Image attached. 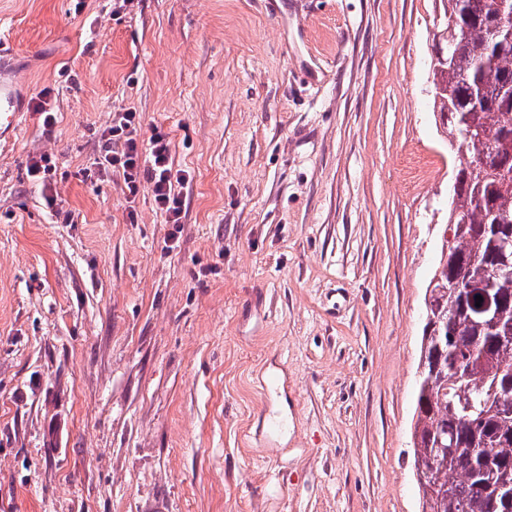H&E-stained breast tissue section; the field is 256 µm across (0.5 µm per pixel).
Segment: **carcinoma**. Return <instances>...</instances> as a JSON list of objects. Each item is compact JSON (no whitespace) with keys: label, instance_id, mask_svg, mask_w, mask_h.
Here are the masks:
<instances>
[{"label":"carcinoma","instance_id":"carcinoma-1","mask_svg":"<svg viewBox=\"0 0 512 512\" xmlns=\"http://www.w3.org/2000/svg\"><path fill=\"white\" fill-rule=\"evenodd\" d=\"M454 33L450 62L433 68V112L458 135L469 158L455 174L448 207L452 244L441 252L426 291L425 372L417 387L414 461L422 512H512V496L490 476L512 480V276L496 280L491 299L511 316L489 325L478 315L479 289L451 291L472 260L493 270L512 255V38H489L497 0H440ZM469 374L466 389L455 368Z\"/></svg>","mask_w":512,"mask_h":512}]
</instances>
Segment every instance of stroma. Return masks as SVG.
I'll list each match as a JSON object with an SVG mask.
<instances>
[{
	"instance_id": "obj_1",
	"label": "stroma",
	"mask_w": 512,
	"mask_h": 512,
	"mask_svg": "<svg viewBox=\"0 0 512 512\" xmlns=\"http://www.w3.org/2000/svg\"><path fill=\"white\" fill-rule=\"evenodd\" d=\"M434 7L0 0L28 107L0 144V512H420L424 297L458 162ZM126 108L190 174L180 229L150 183L131 203L84 178ZM282 402L284 438L262 428Z\"/></svg>"
}]
</instances>
